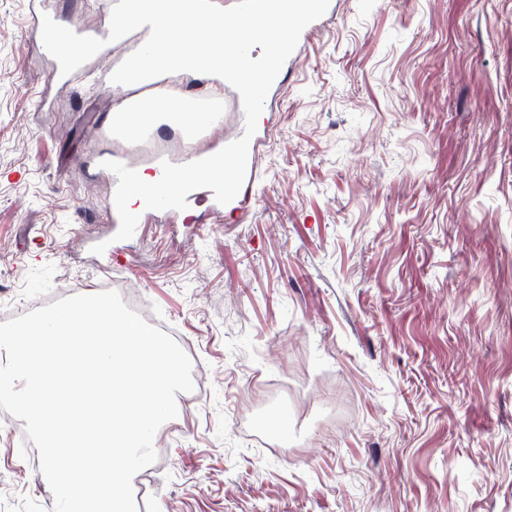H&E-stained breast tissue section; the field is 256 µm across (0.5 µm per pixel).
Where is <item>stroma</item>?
<instances>
[{"label": "stroma", "mask_w": 512, "mask_h": 512, "mask_svg": "<svg viewBox=\"0 0 512 512\" xmlns=\"http://www.w3.org/2000/svg\"><path fill=\"white\" fill-rule=\"evenodd\" d=\"M291 59L251 209L122 236L125 91L52 80L0 0V321L117 281L173 327L207 392L145 512H512V0H332ZM27 443L0 423V512H51Z\"/></svg>", "instance_id": "35a3bbf8"}]
</instances>
